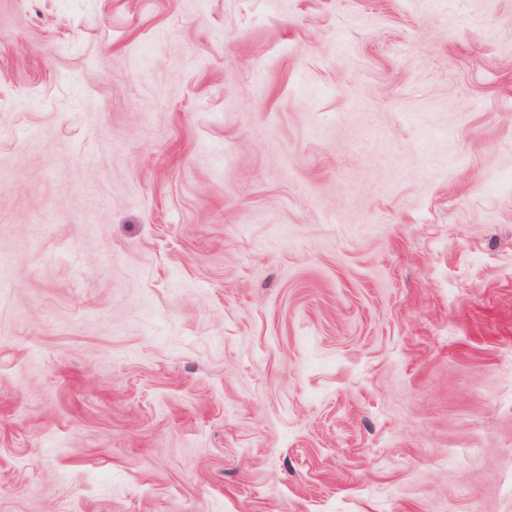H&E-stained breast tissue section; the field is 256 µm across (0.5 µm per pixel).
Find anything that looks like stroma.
Masks as SVG:
<instances>
[{
	"label": "stroma",
	"mask_w": 512,
	"mask_h": 512,
	"mask_svg": "<svg viewBox=\"0 0 512 512\" xmlns=\"http://www.w3.org/2000/svg\"><path fill=\"white\" fill-rule=\"evenodd\" d=\"M0 512H512V0H0Z\"/></svg>",
	"instance_id": "obj_1"
}]
</instances>
